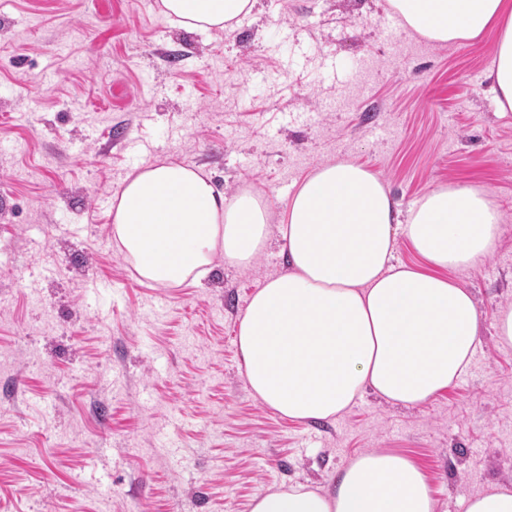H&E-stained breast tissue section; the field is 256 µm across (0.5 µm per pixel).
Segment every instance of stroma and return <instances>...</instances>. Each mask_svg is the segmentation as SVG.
I'll use <instances>...</instances> for the list:
<instances>
[{"label": "stroma", "mask_w": 512, "mask_h": 512, "mask_svg": "<svg viewBox=\"0 0 512 512\" xmlns=\"http://www.w3.org/2000/svg\"><path fill=\"white\" fill-rule=\"evenodd\" d=\"M496 41L430 42L388 0H256L227 33L179 26L159 0H0V512H250L374 450L419 464L437 512L512 490ZM157 159L252 190L276 220L329 161L368 168L404 214L443 185L487 190L496 245L453 274L481 321L469 370L417 407L368 392L330 420H283L235 345L251 295L286 269L283 242L195 284L141 279L106 202Z\"/></svg>", "instance_id": "35a3bbf8"}]
</instances>
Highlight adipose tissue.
<instances>
[{"label":"adipose tissue","instance_id":"1","mask_svg":"<svg viewBox=\"0 0 512 512\" xmlns=\"http://www.w3.org/2000/svg\"><path fill=\"white\" fill-rule=\"evenodd\" d=\"M255 0H161L185 28L229 32ZM404 25L434 42L497 26L489 70L499 106L512 110V0H389ZM112 233L141 278L199 281L215 257L245 268L272 232L288 270L251 296L237 345L252 394L294 421L335 418L363 393L415 407L470 367L480 340L471 295L448 278L486 258L500 213L485 191L442 186L400 217L389 189L360 165L320 166L290 198L279 226L250 191L227 196L195 166L157 161L114 196ZM420 255L395 262L399 238ZM250 512H436L422 469L376 450L339 469L327 487L281 486Z\"/></svg>","mask_w":512,"mask_h":512}]
</instances>
